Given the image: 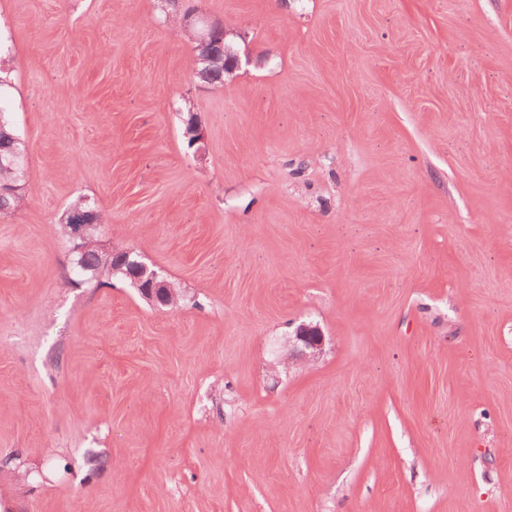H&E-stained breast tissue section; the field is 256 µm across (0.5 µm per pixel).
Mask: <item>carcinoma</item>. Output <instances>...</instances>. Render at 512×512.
<instances>
[{
  "mask_svg": "<svg viewBox=\"0 0 512 512\" xmlns=\"http://www.w3.org/2000/svg\"><path fill=\"white\" fill-rule=\"evenodd\" d=\"M26 174L25 146L17 138V132L8 112L0 106V215L13 213L22 201L21 190ZM87 210L84 198L72 200L63 213L61 226L65 236L70 237L78 230L80 224L73 221L78 214ZM99 231L87 230L84 250L76 253L73 264L75 274L79 277L94 276L102 272L112 273L123 279L127 278L128 266L115 261L112 268L101 266V253L97 249Z\"/></svg>",
  "mask_w": 512,
  "mask_h": 512,
  "instance_id": "cac0c4a2",
  "label": "carcinoma"
}]
</instances>
